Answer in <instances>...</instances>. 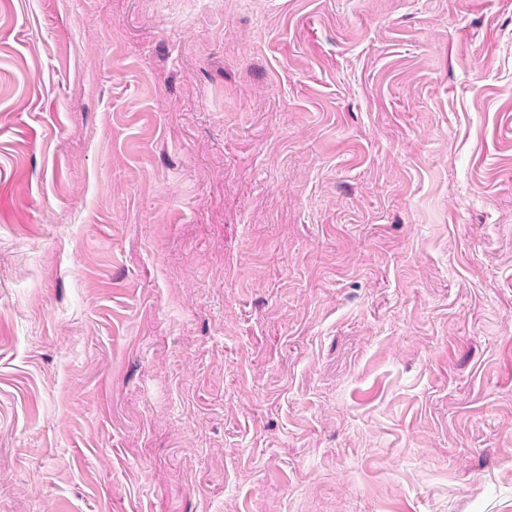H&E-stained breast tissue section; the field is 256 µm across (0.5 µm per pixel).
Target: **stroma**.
Returning a JSON list of instances; mask_svg holds the SVG:
<instances>
[{
  "instance_id": "obj_1",
  "label": "stroma",
  "mask_w": 512,
  "mask_h": 512,
  "mask_svg": "<svg viewBox=\"0 0 512 512\" xmlns=\"http://www.w3.org/2000/svg\"><path fill=\"white\" fill-rule=\"evenodd\" d=\"M0 512H512V0H0Z\"/></svg>"
}]
</instances>
